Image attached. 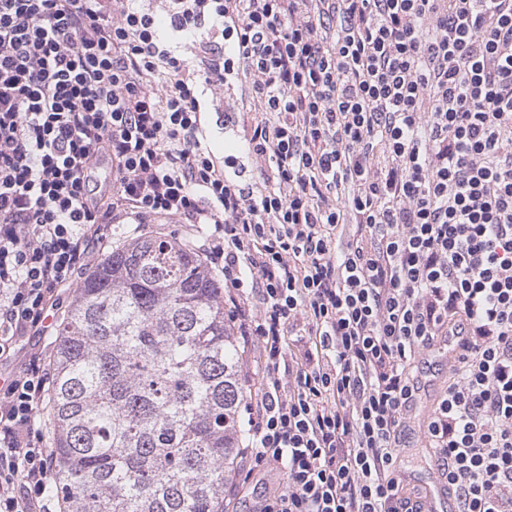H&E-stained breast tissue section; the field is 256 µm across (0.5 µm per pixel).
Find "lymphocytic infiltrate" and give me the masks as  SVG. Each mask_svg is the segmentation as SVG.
Returning a JSON list of instances; mask_svg holds the SVG:
<instances>
[{
  "mask_svg": "<svg viewBox=\"0 0 512 512\" xmlns=\"http://www.w3.org/2000/svg\"><path fill=\"white\" fill-rule=\"evenodd\" d=\"M243 185L201 130L228 91ZM116 224H185L264 371L255 512H424L419 363L460 512H512V0H0V359ZM40 354L0 386V512H56ZM231 91L228 92L226 97L225 106V114L224 110L222 111L224 114V134L220 137H213L211 148L217 152L220 156H224V138H226L227 131L231 130L230 122H229V112H231L232 124L236 126L237 132L236 135V143L237 144L241 137L243 136V127H247L253 122L256 118H259L263 112H239L238 104L236 102L233 94L229 95ZM434 360L441 368V371L431 382L427 394L421 400V415L414 420L412 427L414 430L406 432L402 448H399L398 464L402 474L406 478L407 489L411 492H421L424 496L429 487L440 480L436 467L434 465L433 448H429L428 442L424 437L423 429L420 426L419 419L431 408L436 399L448 385V369L446 373V360L444 353L436 351Z\"/></svg>",
  "mask_w": 512,
  "mask_h": 512,
  "instance_id": "f902f5d3",
  "label": "lymphocytic infiltrate"
}]
</instances>
